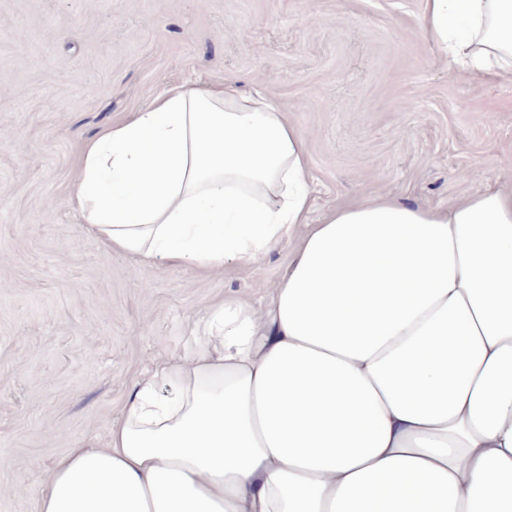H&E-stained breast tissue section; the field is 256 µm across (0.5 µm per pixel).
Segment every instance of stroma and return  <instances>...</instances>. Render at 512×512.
<instances>
[{
	"label": "stroma",
	"instance_id": "stroma-1",
	"mask_svg": "<svg viewBox=\"0 0 512 512\" xmlns=\"http://www.w3.org/2000/svg\"><path fill=\"white\" fill-rule=\"evenodd\" d=\"M422 0H0V512H37L55 461L105 447L140 373L192 343L259 270L142 266L79 224L85 139L170 83L235 77L304 136L311 223L373 193L449 205L512 187V77L448 69Z\"/></svg>",
	"mask_w": 512,
	"mask_h": 512
}]
</instances>
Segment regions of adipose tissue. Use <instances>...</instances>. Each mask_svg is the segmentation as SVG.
Segmentation results:
<instances>
[{"instance_id": "obj_1", "label": "adipose tissue", "mask_w": 512, "mask_h": 512, "mask_svg": "<svg viewBox=\"0 0 512 512\" xmlns=\"http://www.w3.org/2000/svg\"><path fill=\"white\" fill-rule=\"evenodd\" d=\"M449 69L512 73V0H423ZM79 223L142 265L252 268L136 380L106 447L54 464L38 512H512V189L378 194L309 221L304 139L235 78L171 83L88 139Z\"/></svg>"}]
</instances>
